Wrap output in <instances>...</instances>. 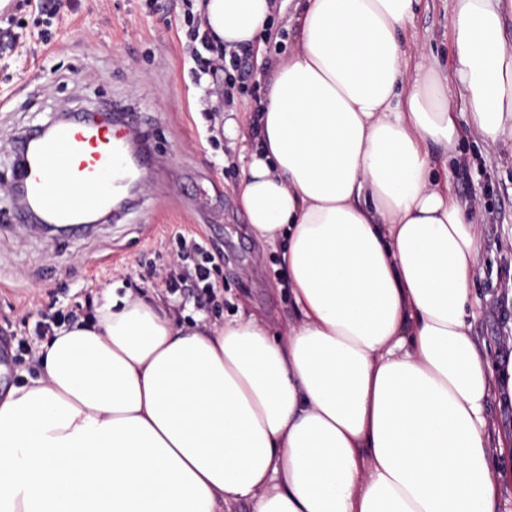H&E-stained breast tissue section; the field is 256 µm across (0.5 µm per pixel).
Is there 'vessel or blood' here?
Wrapping results in <instances>:
<instances>
[{"label": "vessel or blood", "mask_w": 512, "mask_h": 512, "mask_svg": "<svg viewBox=\"0 0 512 512\" xmlns=\"http://www.w3.org/2000/svg\"><path fill=\"white\" fill-rule=\"evenodd\" d=\"M142 122L138 113H81L53 123L46 134L20 133L15 151L27 154L28 164L13 177L24 194L12 207L16 224L32 229L38 215L51 224L74 225L111 210L129 173L155 169L146 142L120 131L121 125Z\"/></svg>", "instance_id": "obj_1"}]
</instances>
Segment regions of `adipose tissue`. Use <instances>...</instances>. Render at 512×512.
<instances>
[{
  "label": "adipose tissue",
  "instance_id": "1",
  "mask_svg": "<svg viewBox=\"0 0 512 512\" xmlns=\"http://www.w3.org/2000/svg\"><path fill=\"white\" fill-rule=\"evenodd\" d=\"M422 0H198L218 48L270 62L239 203L280 254L293 321L179 325L106 291L0 398V512H496L485 411L512 396L471 333L476 212L455 115L400 32ZM512 0H456L453 76L487 146L512 134Z\"/></svg>",
  "mask_w": 512,
  "mask_h": 512
}]
</instances>
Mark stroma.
Listing matches in <instances>:
<instances>
[{
    "instance_id": "1",
    "label": "stroma",
    "mask_w": 512,
    "mask_h": 512,
    "mask_svg": "<svg viewBox=\"0 0 512 512\" xmlns=\"http://www.w3.org/2000/svg\"><path fill=\"white\" fill-rule=\"evenodd\" d=\"M63 16L47 20L23 0L0 11V31L19 37L0 47V188L11 179L10 147L21 130L60 113L94 112L121 101L151 114L147 127L164 165L146 183L136 207L117 222L59 236L15 227L0 200V338L10 355L0 392L20 371L36 368L29 352L39 340L32 328L42 316H92L105 289L144 294L163 306L212 322L243 310L283 330L291 317L280 260L249 232L235 187L238 150L224 136V110L248 111L262 99L268 80L252 77L244 92L207 108L210 80L195 84L186 0H69ZM454 0H424L407 24L403 47L448 77V99L460 140L451 186L474 204L481 255L472 284V334L492 371L512 366V146L489 148L470 120L461 85L453 81ZM50 33L53 49L42 44ZM212 179L213 206L224 221L205 225L193 209L195 180ZM222 248L213 272L216 296L198 309L195 293L173 295L154 271L175 269V233ZM495 446L491 463L499 476L497 512H512V401L492 396L486 407Z\"/></svg>"
}]
</instances>
